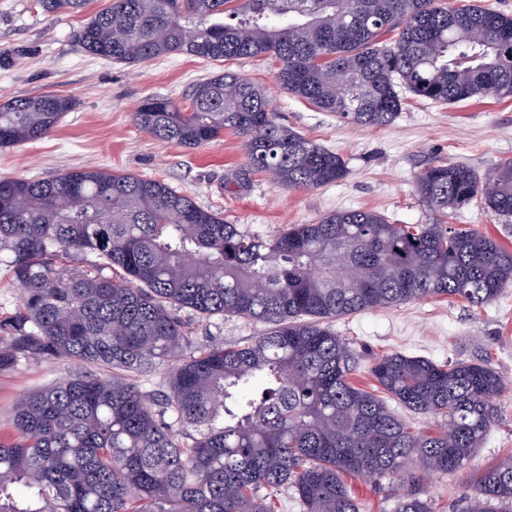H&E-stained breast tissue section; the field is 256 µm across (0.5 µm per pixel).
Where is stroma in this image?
Returning a JSON list of instances; mask_svg holds the SVG:
<instances>
[{"instance_id":"stroma-1","label":"stroma","mask_w":512,"mask_h":512,"mask_svg":"<svg viewBox=\"0 0 512 512\" xmlns=\"http://www.w3.org/2000/svg\"><path fill=\"white\" fill-rule=\"evenodd\" d=\"M110 0H89L78 13H45L38 0H0V103L43 92L73 101L46 137L0 148V178H48L69 170L97 168L168 183L205 210L261 235L290 224H313L326 214L372 210L393 224H430L416 181L438 163H463L478 173L512 160V96L440 105L413 96L387 126L343 122L292 97L276 83V62L240 59L222 63L180 54L136 65L87 52L77 40L86 20ZM229 69L262 87L285 124L339 154L348 173L318 188L290 190L251 172L243 141L232 133L195 149L160 142L140 130L133 114L149 95L182 100L191 84ZM454 228L490 233L512 248V223L472 202L448 218ZM194 348L217 347L260 335L265 325L235 317L202 318L182 311ZM331 329L354 355L350 377L372 391L377 357L394 352L444 363L486 361L505 382L495 402L499 420L466 470L434 473L426 482L434 512H463L471 474L512 448V285L491 303L476 307L459 298L427 297L392 307L337 317ZM69 358H45L0 371V442L12 441L17 400L80 371ZM364 512H396L397 478L349 479Z\"/></svg>"}]
</instances>
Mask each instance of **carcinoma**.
<instances>
[{
    "label": "carcinoma",
    "instance_id": "cac0c4a2",
    "mask_svg": "<svg viewBox=\"0 0 512 512\" xmlns=\"http://www.w3.org/2000/svg\"><path fill=\"white\" fill-rule=\"evenodd\" d=\"M86 2L39 0L47 13ZM79 41L125 64L270 58L289 94L366 127L394 122L406 93L441 104L512 94V15L478 4L112 0ZM186 99L149 96L134 121L189 149L230 130L251 170L290 189L347 173L235 72L196 82ZM71 107L55 94L1 103L0 147L43 138ZM417 191L436 223L348 210L261 236L131 174L0 179V251L21 293L0 316V371L49 357L88 366L18 401L17 437L0 443V512H279L284 487L303 512H360L346 478L389 474L412 487L396 512H433L413 487L466 468L498 418L502 378L484 361L379 357L383 393L443 419L415 432L350 381L353 353L325 321L432 296L496 299L512 283V251L447 219L474 200L512 219V160L483 175L438 163ZM87 254L98 272L58 268ZM183 309L269 329L188 356ZM163 368L166 390L145 389ZM467 512H512V449L476 475Z\"/></svg>",
    "mask_w": 512,
    "mask_h": 512
}]
</instances>
